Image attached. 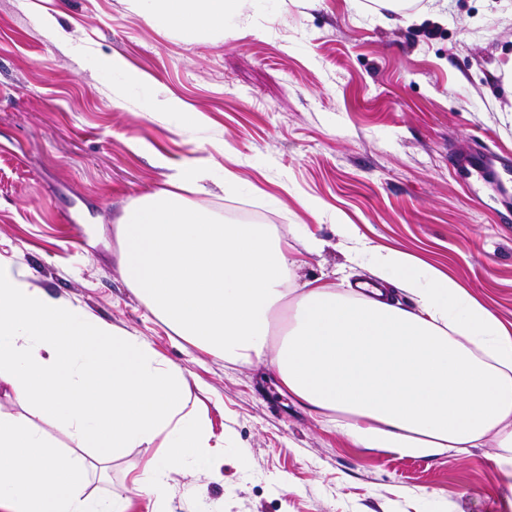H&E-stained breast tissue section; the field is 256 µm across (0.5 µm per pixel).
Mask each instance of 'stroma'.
<instances>
[{"label": "stroma", "mask_w": 512, "mask_h": 512, "mask_svg": "<svg viewBox=\"0 0 512 512\" xmlns=\"http://www.w3.org/2000/svg\"><path fill=\"white\" fill-rule=\"evenodd\" d=\"M511 62L512 0H413L396 18L376 0H247L223 34L195 37L126 0H0V260L183 370L224 446L169 472L172 512H512L486 449L353 447L270 366L192 346L127 286L116 237L126 207L195 160L214 171L197 207L321 241L300 280L367 277L336 233L356 224L512 326V211L481 183L471 200L454 167L476 145L512 153ZM156 454L129 450L94 489L153 512L130 478Z\"/></svg>", "instance_id": "1"}]
</instances>
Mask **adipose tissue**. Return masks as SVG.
<instances>
[{
  "label": "adipose tissue",
  "instance_id": "obj_1",
  "mask_svg": "<svg viewBox=\"0 0 512 512\" xmlns=\"http://www.w3.org/2000/svg\"><path fill=\"white\" fill-rule=\"evenodd\" d=\"M245 0H129L186 35L220 31ZM210 171L178 167L167 189L128 206L117 224L123 277L146 308L195 347L242 367L270 363L289 396L358 448L402 457L462 456L493 444L512 477V330L456 279L411 255L337 227L372 282L343 292L297 283L301 259L266 224H233L195 207ZM414 305L392 301L390 287ZM0 384L22 413L0 409V512H129L92 491L93 475L132 448L162 457L130 479L171 512L168 471L214 445L181 369L137 335L85 313L0 262ZM34 410L38 421L26 416ZM65 430L57 448L42 423Z\"/></svg>",
  "mask_w": 512,
  "mask_h": 512
}]
</instances>
